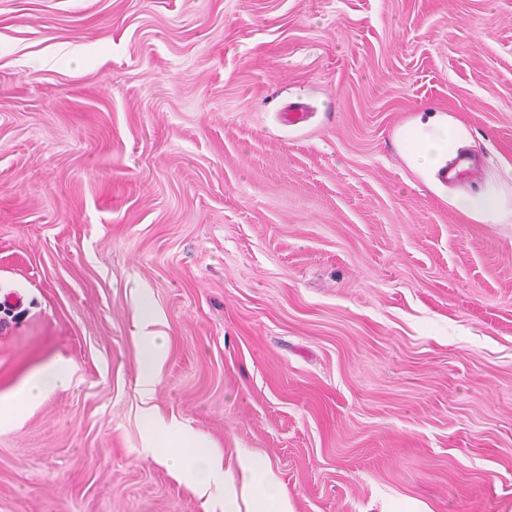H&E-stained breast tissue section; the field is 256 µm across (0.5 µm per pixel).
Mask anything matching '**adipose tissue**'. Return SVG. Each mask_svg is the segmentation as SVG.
<instances>
[{
    "instance_id": "obj_1",
    "label": "adipose tissue",
    "mask_w": 512,
    "mask_h": 512,
    "mask_svg": "<svg viewBox=\"0 0 512 512\" xmlns=\"http://www.w3.org/2000/svg\"><path fill=\"white\" fill-rule=\"evenodd\" d=\"M403 148L419 164L443 166L455 154L458 143L448 126L432 124L430 130L420 128L407 132ZM138 310L142 331L139 336L142 374L139 381L142 398H149L156 385V371L164 357L163 340L149 332L153 322L146 298H139ZM70 362L58 360L32 375L20 391L0 401V425L16 422L37 400L44 398L68 381ZM150 440L165 448V459L171 467L185 464L188 457L205 460L195 478L200 487L218 484L224 490V512H291L288 489L273 473L269 463L255 456L239 458L236 467L224 465L222 457L209 453L205 438L194 431L172 424L152 422Z\"/></svg>"
}]
</instances>
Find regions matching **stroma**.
Here are the masks:
<instances>
[{
	"instance_id": "obj_1",
	"label": "stroma",
	"mask_w": 512,
	"mask_h": 512,
	"mask_svg": "<svg viewBox=\"0 0 512 512\" xmlns=\"http://www.w3.org/2000/svg\"><path fill=\"white\" fill-rule=\"evenodd\" d=\"M433 118L472 177L402 151ZM509 166L512 0H0V400L72 363L0 512H208L151 415L294 512H512ZM457 207L482 220H493L496 212V202L487 194L465 195L458 199ZM141 332L139 337L142 357V374L139 381L142 398L147 401L156 385V371L164 357L165 345L159 336L147 331L153 323V316L147 299L140 296L138 300Z\"/></svg>"
}]
</instances>
